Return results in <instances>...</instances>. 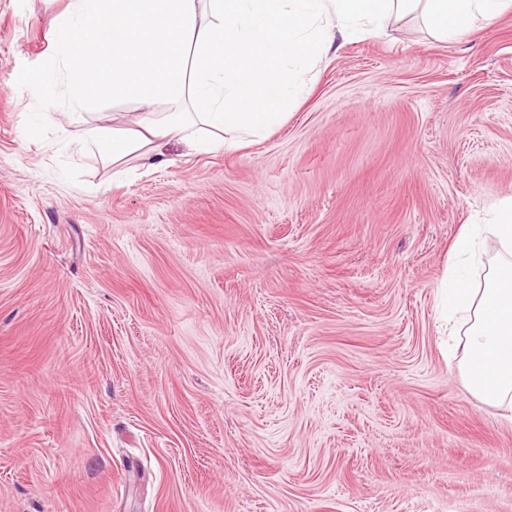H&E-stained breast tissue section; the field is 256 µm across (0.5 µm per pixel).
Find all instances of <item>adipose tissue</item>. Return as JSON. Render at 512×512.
<instances>
[{"label": "adipose tissue", "mask_w": 512, "mask_h": 512, "mask_svg": "<svg viewBox=\"0 0 512 512\" xmlns=\"http://www.w3.org/2000/svg\"><path fill=\"white\" fill-rule=\"evenodd\" d=\"M419 7L445 38L512 0H71L52 31L57 55L32 89L46 99L63 88L76 111L108 99L146 105L135 128L87 131L86 144L115 162L172 138L237 150L287 119L337 40L380 35ZM501 251L507 260L482 287L460 274ZM454 252L440 291L451 336L464 338L463 374L474 395L512 402V200L493 222L464 225Z\"/></svg>", "instance_id": "1"}]
</instances>
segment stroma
Segmentation results:
<instances>
[{
  "instance_id": "stroma-1",
  "label": "stroma",
  "mask_w": 512,
  "mask_h": 512,
  "mask_svg": "<svg viewBox=\"0 0 512 512\" xmlns=\"http://www.w3.org/2000/svg\"><path fill=\"white\" fill-rule=\"evenodd\" d=\"M69 0H0V512H512V414L446 357L464 225L512 198V11L330 51L236 151L65 150L28 78Z\"/></svg>"
}]
</instances>
